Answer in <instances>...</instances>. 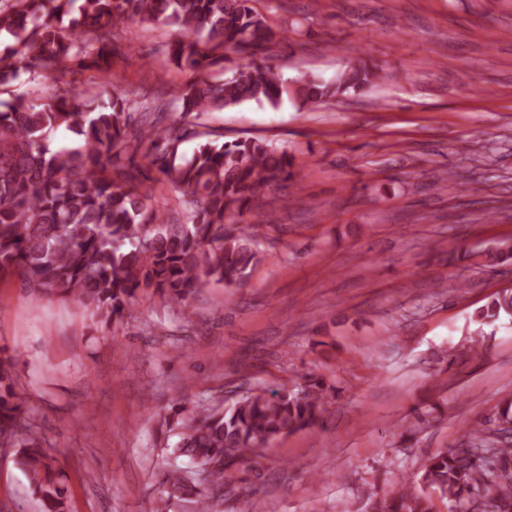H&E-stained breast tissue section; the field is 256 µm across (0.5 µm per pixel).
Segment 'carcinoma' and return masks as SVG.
Listing matches in <instances>:
<instances>
[{"label":"carcinoma","instance_id":"obj_1","mask_svg":"<svg viewBox=\"0 0 512 512\" xmlns=\"http://www.w3.org/2000/svg\"><path fill=\"white\" fill-rule=\"evenodd\" d=\"M260 0H0V85L20 73H63L68 62L102 73L119 55L116 31L130 22L178 32L169 63L197 79L140 102L102 91L85 103L77 79L39 102L24 94L0 101V284L18 281L38 299L73 302L102 324L129 317L141 294L188 306L208 284L241 287L260 261L258 240L276 223L264 195L289 185L302 193L294 158L255 138L231 142L191 127L192 119L247 102L277 108L286 98L317 105L361 91L385 78L363 52H347L333 79L301 78L290 85L274 64V29ZM242 59L226 79L214 68ZM140 109L133 121V109ZM174 111L178 117L163 124ZM69 132V143L51 137ZM197 140L185 154L182 143ZM182 195L181 210L159 206L155 189ZM253 212L256 224L241 225ZM512 249L485 254L495 266ZM512 315V293L502 291L478 313L484 322ZM15 356L0 348V443L19 445L16 464L28 477L43 512H69L68 488L55 457L32 426L18 390ZM327 404L320 381L268 392L251 391L228 406L198 404L175 410L176 457L199 474L170 465L159 483L195 512H222L224 471L280 436L316 426ZM471 445L440 451L423 465L415 492L404 486L392 499L367 496L362 512H433L432 494L455 507L478 496L491 512H512V431L491 441L466 430Z\"/></svg>","mask_w":512,"mask_h":512}]
</instances>
